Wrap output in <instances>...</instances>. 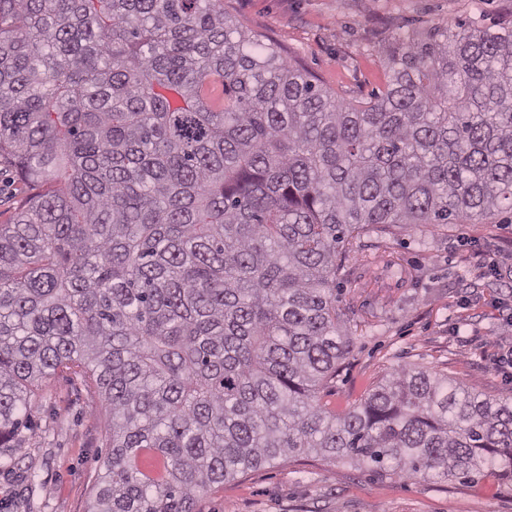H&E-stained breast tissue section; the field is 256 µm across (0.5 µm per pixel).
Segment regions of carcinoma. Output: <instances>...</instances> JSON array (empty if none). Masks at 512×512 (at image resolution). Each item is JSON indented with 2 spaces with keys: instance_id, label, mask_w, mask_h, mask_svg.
<instances>
[{
  "instance_id": "carcinoma-1",
  "label": "carcinoma",
  "mask_w": 512,
  "mask_h": 512,
  "mask_svg": "<svg viewBox=\"0 0 512 512\" xmlns=\"http://www.w3.org/2000/svg\"><path fill=\"white\" fill-rule=\"evenodd\" d=\"M384 91L343 102L224 0H0V157L35 190L0 224V447L39 381L98 388L90 512H195L316 455L512 481V397L405 367L338 414L333 284L373 226L512 210V30L398 33Z\"/></svg>"
}]
</instances>
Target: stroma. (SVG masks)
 I'll return each instance as SVG.
<instances>
[{"label": "stroma", "instance_id": "stroma-1", "mask_svg": "<svg viewBox=\"0 0 512 512\" xmlns=\"http://www.w3.org/2000/svg\"><path fill=\"white\" fill-rule=\"evenodd\" d=\"M226 16L350 102L381 92L392 36L437 26L512 28V0H224ZM33 194L0 158V224ZM336 301L354 344L322 390L331 410L359 404L395 369L417 366L469 390L512 397V212L431 234L365 230L342 259ZM31 421L0 448V512H88L109 452L101 396L58 373L38 388ZM34 482H27V475ZM197 512H512V485L379 476L309 455L264 465L201 497Z\"/></svg>", "mask_w": 512, "mask_h": 512}]
</instances>
